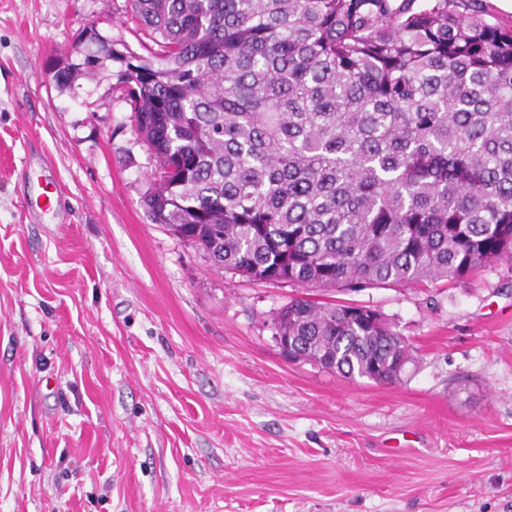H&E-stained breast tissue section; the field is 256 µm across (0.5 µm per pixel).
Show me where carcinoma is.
I'll return each instance as SVG.
<instances>
[{
	"label": "carcinoma",
	"mask_w": 512,
	"mask_h": 512,
	"mask_svg": "<svg viewBox=\"0 0 512 512\" xmlns=\"http://www.w3.org/2000/svg\"><path fill=\"white\" fill-rule=\"evenodd\" d=\"M120 63L156 159L151 220L253 281L301 288L459 280L512 260V24L488 0H131ZM298 297L295 355L394 381L410 348L385 316Z\"/></svg>",
	"instance_id": "1"
}]
</instances>
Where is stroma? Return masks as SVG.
<instances>
[{"instance_id":"obj_1","label":"stroma","mask_w":512,"mask_h":512,"mask_svg":"<svg viewBox=\"0 0 512 512\" xmlns=\"http://www.w3.org/2000/svg\"><path fill=\"white\" fill-rule=\"evenodd\" d=\"M89 21L142 52L128 0H0V512H512V263L331 292L407 341L394 383L289 360L301 288L150 219L118 63L57 88Z\"/></svg>"}]
</instances>
